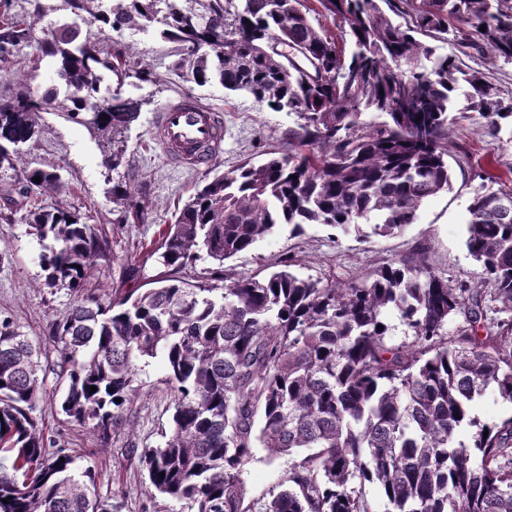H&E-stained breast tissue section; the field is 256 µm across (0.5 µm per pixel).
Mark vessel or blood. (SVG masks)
<instances>
[{
    "label": "vessel or blood",
    "mask_w": 512,
    "mask_h": 512,
    "mask_svg": "<svg viewBox=\"0 0 512 512\" xmlns=\"http://www.w3.org/2000/svg\"><path fill=\"white\" fill-rule=\"evenodd\" d=\"M157 133L162 145L176 149L178 160L189 166L208 162L220 153L224 142L220 115L182 100L160 112Z\"/></svg>",
    "instance_id": "b4317fda"
}]
</instances>
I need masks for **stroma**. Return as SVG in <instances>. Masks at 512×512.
<instances>
[{
    "instance_id": "35a3bbf8",
    "label": "stroma",
    "mask_w": 512,
    "mask_h": 512,
    "mask_svg": "<svg viewBox=\"0 0 512 512\" xmlns=\"http://www.w3.org/2000/svg\"><path fill=\"white\" fill-rule=\"evenodd\" d=\"M103 37L111 44H134L137 55L150 64L154 73L153 81L125 88L127 95L144 101L140 116L128 133L124 172L136 189L138 204L145 208V223H123L120 209L112 202V173L104 166L96 140L85 127L54 114L46 115L38 138L23 145L22 150L32 165L56 168L62 176V191L44 197V204L78 212L96 233L107 235L110 254L99 262L92 283L108 294L146 289L166 275V267L136 249V242L158 238L209 175L229 171L242 159L278 144L293 127L295 118L271 111L247 94L225 93L219 82L200 87L185 81L175 70L176 44L162 38L159 32L133 36L108 30ZM17 73L24 74L30 88L38 92L55 82L52 59L33 64L22 53L9 67H0V94L12 89ZM184 96L213 108L224 122L223 151L201 170L173 163L156 138L158 113ZM451 140V190L428 199L415 223L402 232L359 241L322 224H306L299 230L283 224L272 235L226 261V272L260 279L277 271L281 255L291 252L300 260L296 268L299 275L346 280L364 276L377 265L398 263L421 252L436 274L453 281L480 282L484 268L469 255L465 245L467 207L478 186L477 176L512 187V128L502 127L494 139L475 114L461 113L452 127ZM40 252V245L21 217L9 222L0 219V311L12 314L31 336L41 335L71 302L65 291L50 295L42 289ZM141 380L143 389L135 403L137 418L133 427L122 430L107 445L93 441L83 428L59 429L51 408H43L42 423L46 436L61 435L73 447L91 450L89 463L101 473L96 490L100 496L119 502L121 512H173V501L147 494L138 462L125 450L133 440L152 446L160 444L162 432L170 425L171 395L160 362L154 360L143 367ZM281 467V461L268 460L266 449L254 448L243 473L249 497L268 495L278 482Z\"/></svg>"
}]
</instances>
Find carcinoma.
<instances>
[{
    "mask_svg": "<svg viewBox=\"0 0 512 512\" xmlns=\"http://www.w3.org/2000/svg\"><path fill=\"white\" fill-rule=\"evenodd\" d=\"M72 22L28 17L0 0V62L25 47L56 59L63 97L22 80L0 98V172L7 210L24 211L43 247V288L65 289L68 310L32 340L0 316V512H116L92 491L84 454L44 435L47 367L66 383L61 423L108 443L131 426L139 363L161 358L173 412L164 443L130 442L154 496L182 512H512V416L486 423L472 403H512V189L480 183L468 207L466 246L483 286L453 283L423 261L374 267L364 278L321 281L281 261L268 276L203 268L194 280L102 298L88 287L108 241L61 206L54 168L22 161L42 115L87 127L106 167L123 166L126 133L142 103L122 89L148 81V63L111 48L90 27L157 29L181 47L187 81L213 80L297 117L280 145L217 175L166 225L152 254L175 271L223 263L280 224H324L359 240L414 223L451 186L448 135L456 92L492 135L512 122V101L483 69L512 61V0H65ZM455 20L459 26L448 28ZM331 21L342 35L326 26ZM486 27L480 31V27ZM453 38H448V31ZM453 41L478 67L462 68ZM375 113L380 123L365 120ZM40 181H34V177ZM127 181L112 185L123 223L141 224ZM395 313L411 340L387 344ZM383 329H377V326ZM97 387L91 392V387ZM288 457L268 496L247 498L252 449Z\"/></svg>",
    "mask_w": 512,
    "mask_h": 512,
    "instance_id": "obj_1",
    "label": "carcinoma"
}]
</instances>
